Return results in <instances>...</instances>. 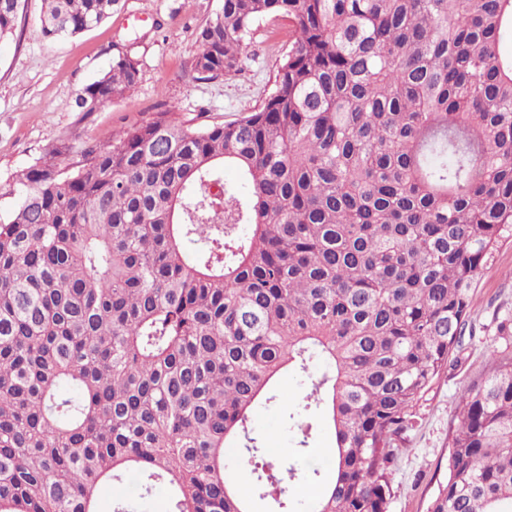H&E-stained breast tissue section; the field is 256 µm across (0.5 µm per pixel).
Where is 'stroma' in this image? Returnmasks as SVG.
I'll return each instance as SVG.
<instances>
[{
    "instance_id": "obj_1",
    "label": "stroma",
    "mask_w": 512,
    "mask_h": 512,
    "mask_svg": "<svg viewBox=\"0 0 512 512\" xmlns=\"http://www.w3.org/2000/svg\"><path fill=\"white\" fill-rule=\"evenodd\" d=\"M42 0H22L16 31L0 41V216L14 199L7 191L16 172L44 156L57 139L105 142L129 126L170 108L193 124L236 120L264 104L291 45L286 20L267 18L254 27L233 77L197 79L191 62L199 53L200 30L214 19L222 0H121L106 23L82 35L46 40L41 33ZM126 52L140 63V81L111 106L80 120L77 91ZM464 347L413 409L391 463L389 512H428L448 467V438L456 427L462 389L493 370L492 351L503 350L499 325L512 316V243L500 247L473 291ZM277 404L258 406L252 428L270 454L294 447L298 435L285 427L289 400L304 387L291 371L278 377Z\"/></svg>"
}]
</instances>
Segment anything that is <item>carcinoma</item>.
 I'll list each match as a JSON object with an SVG mask.
<instances>
[{
	"instance_id": "cac0c4a2",
	"label": "carcinoma",
	"mask_w": 512,
	"mask_h": 512,
	"mask_svg": "<svg viewBox=\"0 0 512 512\" xmlns=\"http://www.w3.org/2000/svg\"><path fill=\"white\" fill-rule=\"evenodd\" d=\"M120 0H44L68 38ZM21 0H0V40ZM293 43L259 109L194 125L171 109L78 160L61 139L13 177L0 218V512H293L319 409L333 474L307 512H388L406 419L461 346L472 288L512 242V0H223L192 68L231 76L253 25ZM119 54L85 120L139 82ZM225 164L239 171L226 184ZM315 359L327 364L319 377ZM466 388L428 512H512V352ZM292 368L301 439L250 427ZM250 471L231 476L228 443Z\"/></svg>"
}]
</instances>
